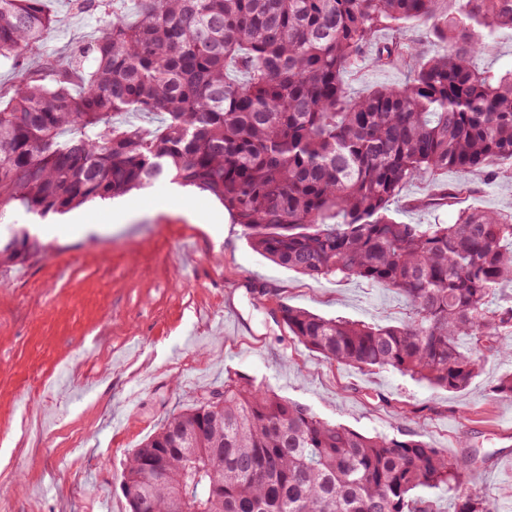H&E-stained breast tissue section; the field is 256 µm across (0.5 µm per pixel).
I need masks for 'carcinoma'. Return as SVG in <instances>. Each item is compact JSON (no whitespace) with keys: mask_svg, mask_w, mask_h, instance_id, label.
Returning a JSON list of instances; mask_svg holds the SVG:
<instances>
[{"mask_svg":"<svg viewBox=\"0 0 512 512\" xmlns=\"http://www.w3.org/2000/svg\"><path fill=\"white\" fill-rule=\"evenodd\" d=\"M105 18L77 61L0 87V217H46L161 178L219 200L251 247L312 279L401 293L379 326L279 304L289 334L330 363L458 391L486 354L512 356V212L461 206L479 180L512 178V69L474 56L512 31V0H70ZM135 4L138 20L126 18ZM57 23L46 0H0V59L21 65ZM424 24L439 49L406 38ZM383 31L390 33L379 40ZM370 60L406 80L359 95ZM150 114L158 125L118 122ZM458 182L415 200L453 224H406L389 202L410 181ZM28 231L0 264L41 251ZM468 346L462 347L461 340ZM458 460L421 438L368 436L234 375L172 416L126 460L121 487L152 512H497Z\"/></svg>","mask_w":512,"mask_h":512,"instance_id":"1","label":"carcinoma"}]
</instances>
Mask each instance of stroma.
Listing matches in <instances>:
<instances>
[{
  "label": "stroma",
  "instance_id": "stroma-1",
  "mask_svg": "<svg viewBox=\"0 0 512 512\" xmlns=\"http://www.w3.org/2000/svg\"><path fill=\"white\" fill-rule=\"evenodd\" d=\"M48 6L61 24L23 66L1 61L0 85L17 88L104 28L97 11H74L68 0ZM429 184L425 176L407 183L391 216L454 223L455 208L410 207ZM168 191L165 180L131 191L138 212L118 226L107 201L86 203L79 212L92 229L77 235L46 232L58 214H11L43 250L0 266V512H128L120 480L129 454L230 374L366 435L416 434L458 458L481 449L488 459L474 484L498 512H512V401L491 392L511 362L488 355L458 392L327 363L275 319L277 303L397 325L407 317L404 298L360 279L313 280L275 264L232 219L201 223L223 210L208 192L187 188L168 211ZM228 302L240 330L224 324Z\"/></svg>",
  "mask_w": 512,
  "mask_h": 512
}]
</instances>
